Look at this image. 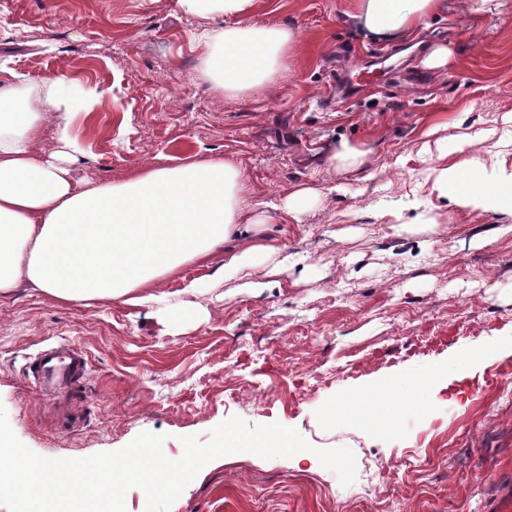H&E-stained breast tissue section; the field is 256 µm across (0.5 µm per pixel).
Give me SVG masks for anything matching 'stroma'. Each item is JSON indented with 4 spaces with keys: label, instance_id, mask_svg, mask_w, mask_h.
<instances>
[{
    "label": "stroma",
    "instance_id": "35a3bbf8",
    "mask_svg": "<svg viewBox=\"0 0 512 512\" xmlns=\"http://www.w3.org/2000/svg\"><path fill=\"white\" fill-rule=\"evenodd\" d=\"M352 0H255L251 19L296 30L273 89L227 98L202 69V20L178 0H0V82L66 76L87 96L76 113L78 178L120 181L147 166L220 155L268 212L265 236L307 267L258 258L263 289L217 282L223 252L153 282L214 284L177 324L119 300L61 302L20 286L0 296V404L17 438L47 458H84L163 435L211 439L237 416L296 429L311 445L289 458L242 452L207 464L170 512H490L512 491V238L475 248L503 216L446 201L403 221L378 218L385 189L424 170L428 130L492 126L512 111V11L444 0L437 38L382 41L352 19ZM443 46L447 65L423 66ZM368 164L327 174L341 141ZM319 193L299 216L277 206ZM68 340L88 356L77 425L25 378L38 349ZM350 448L342 485L316 450Z\"/></svg>",
    "mask_w": 512,
    "mask_h": 512
}]
</instances>
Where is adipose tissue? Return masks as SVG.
I'll list each match as a JSON object with an SVG mask.
<instances>
[{
    "mask_svg": "<svg viewBox=\"0 0 512 512\" xmlns=\"http://www.w3.org/2000/svg\"><path fill=\"white\" fill-rule=\"evenodd\" d=\"M203 19L197 43L216 90L243 96L271 84L296 42L295 30L248 20L254 0H178ZM355 17L372 35L408 40L429 27L441 0H354ZM224 26H214V19ZM85 101L61 76L22 88L0 85V294L19 284L66 302L119 300L165 312L176 297L201 294L194 279L176 291L148 292L159 275L224 248V277L252 287L256 259L277 254L261 238V216L244 204L246 184L221 157L151 167L118 183L75 179L81 152L73 134ZM498 138L502 151L480 154ZM512 113L488 128L455 137L422 184L430 196L461 209L512 218ZM457 160H450V153ZM421 189V190H422Z\"/></svg>",
    "mask_w": 512,
    "mask_h": 512,
    "instance_id": "1",
    "label": "adipose tissue"
}]
</instances>
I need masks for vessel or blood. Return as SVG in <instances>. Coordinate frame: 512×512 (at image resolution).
<instances>
[{
  "instance_id": "obj_1",
  "label": "vessel or blood",
  "mask_w": 512,
  "mask_h": 512,
  "mask_svg": "<svg viewBox=\"0 0 512 512\" xmlns=\"http://www.w3.org/2000/svg\"><path fill=\"white\" fill-rule=\"evenodd\" d=\"M88 370V358L82 348L60 342L39 351L27 370L42 392L49 396L76 391Z\"/></svg>"
}]
</instances>
